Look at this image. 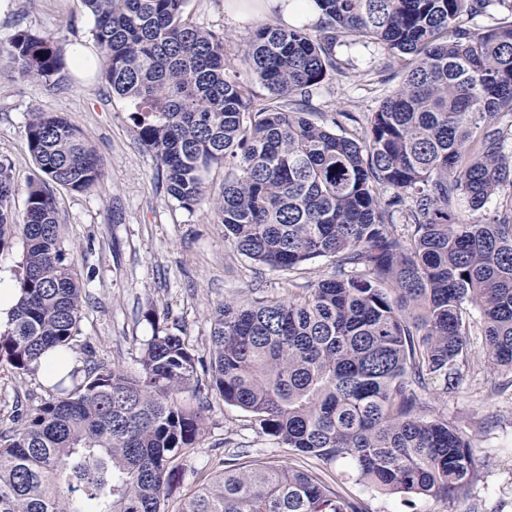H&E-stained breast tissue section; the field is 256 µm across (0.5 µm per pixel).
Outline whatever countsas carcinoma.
Segmentation results:
<instances>
[{
  "instance_id": "obj_1",
  "label": "carcinoma",
  "mask_w": 512,
  "mask_h": 512,
  "mask_svg": "<svg viewBox=\"0 0 512 512\" xmlns=\"http://www.w3.org/2000/svg\"><path fill=\"white\" fill-rule=\"evenodd\" d=\"M94 19L101 76L127 101L137 139L160 162L167 194L188 211L213 170L224 187L214 223L238 253L292 271L320 257L332 273L294 299L224 304L213 314L210 381L181 336L155 332L132 374L74 369L55 395L0 433V512H164L166 476L207 432L204 389L253 415L277 444L358 483L406 498L454 500L477 462L470 440L426 411L472 361L474 314L487 362L512 370V0H316V30L264 24L244 64L258 99L225 74L224 36L185 15L187 0H80ZM504 9L481 30L488 8ZM381 44L400 87L365 119L308 118L313 90L345 74L336 47ZM22 78L63 69L53 41L17 31L0 46ZM38 170L17 221L0 161V251L26 252L0 363L16 375L42 352H67L83 309L60 246L50 185L91 189L103 163L67 118L32 112ZM502 198L493 223L460 219ZM401 216L403 224L395 222ZM193 392L196 404L176 395ZM176 512H366L321 470L244 468L236 454Z\"/></svg>"
}]
</instances>
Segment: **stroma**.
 <instances>
[{"label": "stroma", "mask_w": 512, "mask_h": 512, "mask_svg": "<svg viewBox=\"0 0 512 512\" xmlns=\"http://www.w3.org/2000/svg\"><path fill=\"white\" fill-rule=\"evenodd\" d=\"M186 12L198 27L224 37L227 74L250 84L259 97L267 90L242 65L254 30L277 22L274 14L237 12L235 0H188ZM93 19L79 0H0V43L20 29L53 40L71 57L76 48L95 52ZM346 74H328L313 102L323 111H376L396 89L397 80L376 82L377 69L390 64L380 45L338 47ZM34 111L56 112L76 125L105 164V175L87 192L54 187L62 247L73 259L85 291L84 310L71 353L76 367L92 364L140 370L141 349L161 328L181 336L202 361H209L214 310L226 302L288 297L329 275L331 259L319 258L299 270L275 271L240 255L214 223L212 202L224 183L213 172L194 210L182 209L163 187L157 159L136 138L124 100L98 70L65 65L58 81L22 80L0 70V161L7 162L16 193L15 216H23L27 186L36 168L27 150L25 128ZM474 361L458 388L428 400L431 413L448 419L471 441L477 477L469 492L453 501L405 500L357 484L349 469L328 466L327 473L360 497L367 512H512V371L485 363L482 338L473 335ZM36 373L0 370V431L16 427L17 410L50 398ZM205 440L184 456L182 469L168 482V503L177 505L197 484L224 468V451L240 449V461L281 464L295 459L292 449L260 432L251 414L209 397Z\"/></svg>", "instance_id": "stroma-1"}]
</instances>
